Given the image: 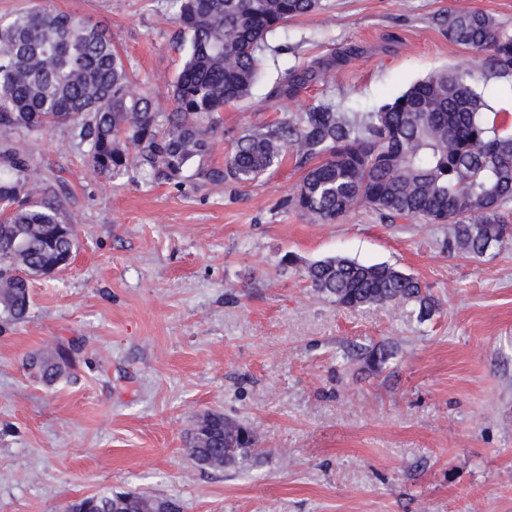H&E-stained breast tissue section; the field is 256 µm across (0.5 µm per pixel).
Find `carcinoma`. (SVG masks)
Instances as JSON below:
<instances>
[{
    "mask_svg": "<svg viewBox=\"0 0 512 512\" xmlns=\"http://www.w3.org/2000/svg\"><path fill=\"white\" fill-rule=\"evenodd\" d=\"M187 57L170 84L173 108L160 110L140 91L112 42V31L76 14L34 7L0 20V316L21 321L31 305V279L55 272L76 250L75 225L62 217L56 188L39 176L9 134L73 123L88 142L93 171L114 178L150 169L183 183L208 154L224 106L247 99L268 35L320 0H171ZM448 40L486 56L480 69L512 76V31L478 10H450ZM315 71L286 76L276 91L283 107ZM293 152L305 173L289 202L312 222L334 224L369 206L391 224H446L448 248L473 257L512 239L502 211L512 203V125L501 116L476 72L442 69L372 112L352 116L330 106L290 112L276 125L240 136L222 168H197L215 181L252 183ZM318 296L339 306L392 304L420 323L437 305L415 276L384 264L337 255L306 264ZM388 344L365 354L379 368L394 358ZM26 367L51 385L67 354L31 356ZM255 438L218 412L202 415L187 440L201 465L238 470L255 460ZM165 512L178 502L136 489L95 493L69 512Z\"/></svg>",
    "mask_w": 512,
    "mask_h": 512,
    "instance_id": "cac0c4a2",
    "label": "carcinoma"
}]
</instances>
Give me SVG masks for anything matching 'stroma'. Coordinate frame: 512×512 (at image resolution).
I'll return each instance as SVG.
<instances>
[{"mask_svg":"<svg viewBox=\"0 0 512 512\" xmlns=\"http://www.w3.org/2000/svg\"><path fill=\"white\" fill-rule=\"evenodd\" d=\"M38 4L111 29L138 87L170 106L183 59L170 0H0V19ZM451 8L512 30V0H321L268 36L205 165L282 119L270 92L285 73L318 72L292 111L362 113L473 67L444 33ZM13 139L67 188L78 240L70 268L33 279L27 318L0 321V512L134 487L181 512H512V244L472 257L448 250L446 225L387 224L368 207L312 223L285 204L304 174L292 155L250 184L178 186L96 175L72 124ZM289 252L299 265H281ZM335 255L415 275L438 313L421 324L318 297L302 265ZM381 342L395 357L367 367ZM60 346L70 368L54 384L24 368ZM210 411L255 432L257 463L217 471L189 455L185 432Z\"/></svg>","mask_w":512,"mask_h":512,"instance_id":"1","label":"stroma"}]
</instances>
